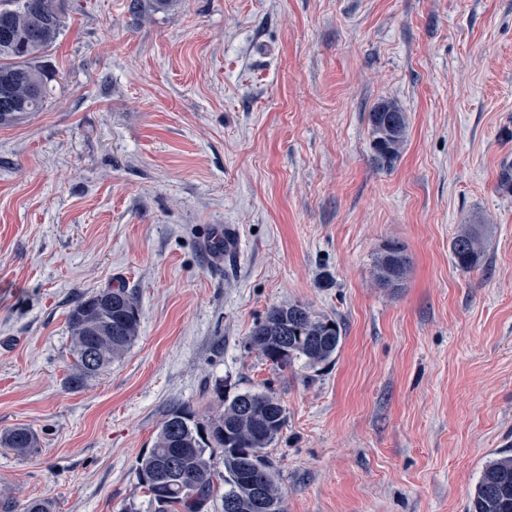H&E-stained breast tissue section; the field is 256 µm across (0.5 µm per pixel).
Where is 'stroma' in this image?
<instances>
[{
  "instance_id": "1",
  "label": "stroma",
  "mask_w": 512,
  "mask_h": 512,
  "mask_svg": "<svg viewBox=\"0 0 512 512\" xmlns=\"http://www.w3.org/2000/svg\"><path fill=\"white\" fill-rule=\"evenodd\" d=\"M67 0L42 111L0 126V512H156L135 464L167 412L272 391L286 512H467L512 451V0ZM408 135L370 161L367 116ZM492 225L487 265L452 263ZM403 244V288L373 258ZM132 289L138 337L77 391L68 311ZM299 302L338 320L313 371L250 349ZM371 160L378 169L391 168L399 159L408 131L406 113L393 100L378 102L368 114ZM491 232V225L480 221L461 224L450 243L455 267L463 272L479 268L485 260V243ZM410 268L405 248L394 240L386 241L373 260L372 275L381 288H402ZM0 447L8 448L13 453L23 456L38 447V438L29 428L19 426L0 435Z\"/></svg>"
}]
</instances>
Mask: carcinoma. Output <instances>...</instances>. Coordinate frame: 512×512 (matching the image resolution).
<instances>
[{
  "mask_svg": "<svg viewBox=\"0 0 512 512\" xmlns=\"http://www.w3.org/2000/svg\"><path fill=\"white\" fill-rule=\"evenodd\" d=\"M65 4L0 0V126L13 125L44 106L48 86L39 58L61 34ZM368 124L372 163L388 169L406 141V113L384 99L369 112ZM491 232V225L480 221L460 225L450 243L455 267L463 272L479 268ZM409 268L405 248L388 240L374 256L372 275L379 287L396 290ZM68 327L73 363L67 384L79 390L137 338L134 291L107 288L78 300L69 311ZM342 336L338 321L295 303L271 307L255 323L248 344L280 368L301 360L314 370L333 359ZM285 424L286 411L270 392L226 396L223 412L202 421L188 408H173L135 469L158 512H202L221 487L223 512H286L274 467L264 453ZM0 447L23 456L38 447V438L19 426L0 435ZM216 454L222 457V475L215 469ZM468 512H512V454L499 453L486 462L470 493Z\"/></svg>",
  "mask_w": 512,
  "mask_h": 512,
  "instance_id": "1",
  "label": "carcinoma"
}]
</instances>
